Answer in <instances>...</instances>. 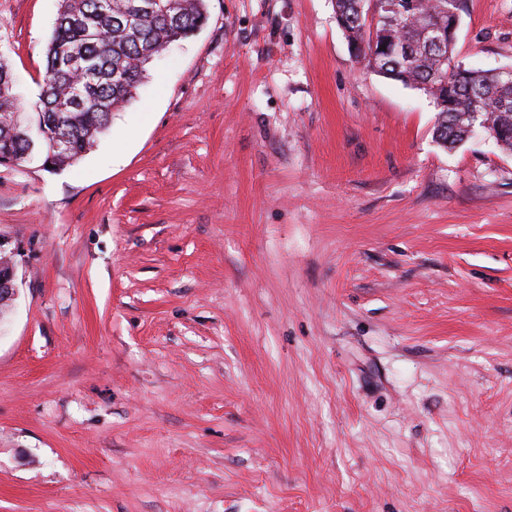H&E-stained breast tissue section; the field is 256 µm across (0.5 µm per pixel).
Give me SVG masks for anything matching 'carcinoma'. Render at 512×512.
Instances as JSON below:
<instances>
[{"mask_svg":"<svg viewBox=\"0 0 512 512\" xmlns=\"http://www.w3.org/2000/svg\"><path fill=\"white\" fill-rule=\"evenodd\" d=\"M150 0H61L46 49V68L34 127L13 124L16 98L0 94V160L19 165H53L59 171L76 164L104 135L112 113L124 107L147 74V65L171 43L187 39L206 23V0H163L165 15L145 10ZM336 20L350 37L368 43L362 56L367 69L383 63L389 79L422 85L437 116L433 138L453 149L489 123L496 144L512 152V83L492 70L466 66L449 73L454 51L429 42L415 12L448 21V0H385L387 11L376 29L366 27V0H335ZM400 44L403 58L378 53L380 43ZM59 133L68 147L56 152L40 146L35 135Z\"/></svg>","mask_w":512,"mask_h":512,"instance_id":"1","label":"carcinoma"}]
</instances>
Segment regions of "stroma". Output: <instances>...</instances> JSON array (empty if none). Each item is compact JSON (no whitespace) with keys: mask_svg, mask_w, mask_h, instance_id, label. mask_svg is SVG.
Instances as JSON below:
<instances>
[{"mask_svg":"<svg viewBox=\"0 0 512 512\" xmlns=\"http://www.w3.org/2000/svg\"><path fill=\"white\" fill-rule=\"evenodd\" d=\"M57 0H0L30 111ZM76 165L0 166V512H512V152L335 0H207ZM460 62L512 67V0ZM15 265L12 261L0 263V316H4L9 306L8 302L14 299L16 294L15 288Z\"/></svg>","mask_w":512,"mask_h":512,"instance_id":"stroma-1","label":"stroma"}]
</instances>
